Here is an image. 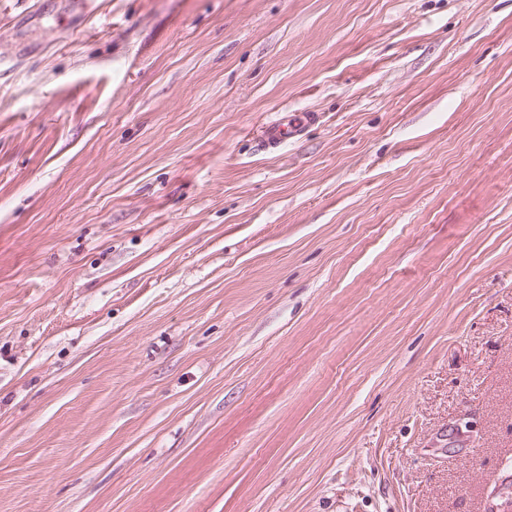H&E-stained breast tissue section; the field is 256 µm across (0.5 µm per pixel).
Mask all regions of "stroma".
<instances>
[{
  "label": "stroma",
  "instance_id": "stroma-1",
  "mask_svg": "<svg viewBox=\"0 0 512 512\" xmlns=\"http://www.w3.org/2000/svg\"><path fill=\"white\" fill-rule=\"evenodd\" d=\"M510 473L512 0H0V512ZM319 118L316 112H282L276 119L266 122L262 133V146L277 150L284 142L301 135L304 128Z\"/></svg>",
  "mask_w": 512,
  "mask_h": 512
}]
</instances>
